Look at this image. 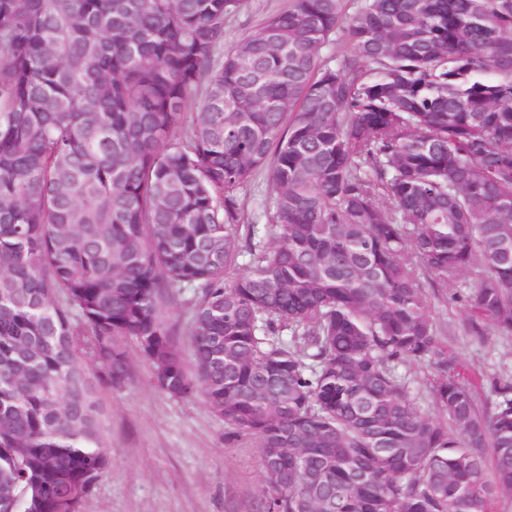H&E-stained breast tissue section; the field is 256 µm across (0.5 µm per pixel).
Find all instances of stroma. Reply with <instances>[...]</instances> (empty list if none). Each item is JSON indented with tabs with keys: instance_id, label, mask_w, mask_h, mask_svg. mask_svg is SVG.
Masks as SVG:
<instances>
[{
	"instance_id": "stroma-1",
	"label": "stroma",
	"mask_w": 512,
	"mask_h": 512,
	"mask_svg": "<svg viewBox=\"0 0 512 512\" xmlns=\"http://www.w3.org/2000/svg\"><path fill=\"white\" fill-rule=\"evenodd\" d=\"M290 0H243L224 20V45L233 47ZM473 282L465 275L456 288L423 280L424 298L440 340L456 357L460 380L485 391L489 377L512 378V335L488 330L465 333L468 310L458 299ZM193 289L168 291L164 310L185 366H192L190 325ZM130 374L124 384L103 385L109 468L80 512H260L262 474L255 437L228 440L222 419L202 400L171 397L156 387L152 368L134 343H127Z\"/></svg>"
}]
</instances>
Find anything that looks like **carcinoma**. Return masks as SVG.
Here are the masks:
<instances>
[{
  "label": "carcinoma",
  "instance_id": "cac0c4a2",
  "mask_svg": "<svg viewBox=\"0 0 512 512\" xmlns=\"http://www.w3.org/2000/svg\"><path fill=\"white\" fill-rule=\"evenodd\" d=\"M240 5L0 0V512H79L126 340L258 439L262 512H489L512 378L480 411L421 276L477 275L467 330L512 334V0H291L221 56ZM185 286L192 373L163 311ZM245 210L251 216L260 213L262 206L271 195V187L267 170L260 171L254 179L240 191ZM398 371L401 375L406 376L414 403L431 417L437 416L429 393L432 369L427 364L415 363L401 366Z\"/></svg>",
  "mask_w": 512,
  "mask_h": 512
}]
</instances>
